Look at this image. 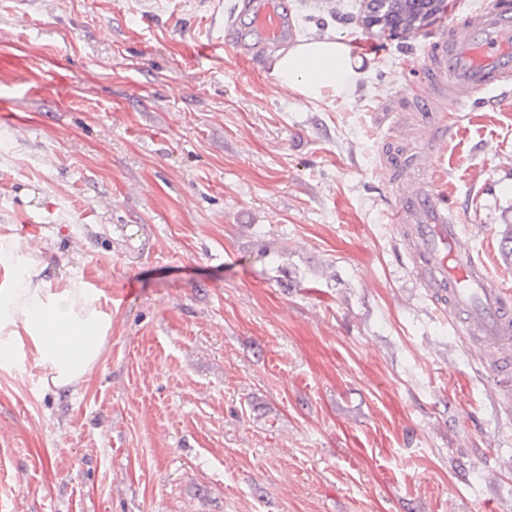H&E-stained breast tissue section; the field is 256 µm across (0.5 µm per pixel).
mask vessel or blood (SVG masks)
<instances>
[{
    "mask_svg": "<svg viewBox=\"0 0 512 512\" xmlns=\"http://www.w3.org/2000/svg\"><path fill=\"white\" fill-rule=\"evenodd\" d=\"M253 25L267 42L283 38L285 20L277 0H251ZM429 71L449 104L512 82V11L484 6L473 10L463 31L441 43ZM389 220L406 241L432 302L501 371L512 359V299L463 242L448 200L425 185L400 194Z\"/></svg>",
    "mask_w": 512,
    "mask_h": 512,
    "instance_id": "vessel-or-blood-1",
    "label": "vessel or blood"
}]
</instances>
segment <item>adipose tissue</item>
Here are the masks:
<instances>
[{
	"instance_id": "ef3b65f1",
	"label": "adipose tissue",
	"mask_w": 512,
	"mask_h": 512,
	"mask_svg": "<svg viewBox=\"0 0 512 512\" xmlns=\"http://www.w3.org/2000/svg\"><path fill=\"white\" fill-rule=\"evenodd\" d=\"M358 65L340 37L311 40L276 52L270 73L302 99L350 94ZM38 253L17 241L0 242V368L31 357L47 386L77 384L98 363L112 328L103 293L82 278L54 288L40 277Z\"/></svg>"
}]
</instances>
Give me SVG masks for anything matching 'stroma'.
Masks as SVG:
<instances>
[{"label": "stroma", "instance_id": "obj_1", "mask_svg": "<svg viewBox=\"0 0 512 512\" xmlns=\"http://www.w3.org/2000/svg\"><path fill=\"white\" fill-rule=\"evenodd\" d=\"M280 2L294 42L356 46L350 95L281 88L240 0H0V237L112 300L85 381L0 369V512H512V400L417 280L384 164L429 154L512 294V84L419 108L483 0L397 37Z\"/></svg>", "mask_w": 512, "mask_h": 512}]
</instances>
